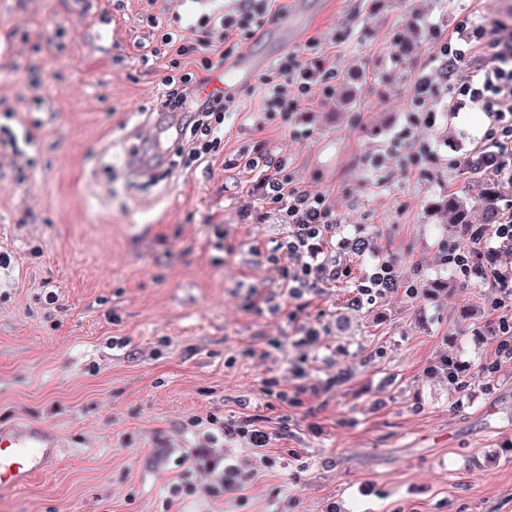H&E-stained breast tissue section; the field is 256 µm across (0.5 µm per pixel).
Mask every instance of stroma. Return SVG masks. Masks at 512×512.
Here are the masks:
<instances>
[{"label": "stroma", "mask_w": 512, "mask_h": 512, "mask_svg": "<svg viewBox=\"0 0 512 512\" xmlns=\"http://www.w3.org/2000/svg\"><path fill=\"white\" fill-rule=\"evenodd\" d=\"M237 5L0 0V427L61 442L0 512H512L497 291L434 285L443 246L470 243L436 204L477 190L492 120L410 92L438 79L461 17L512 26V0H280L225 54L297 53L330 94L269 120L247 79L211 158L134 178L126 154L171 72L152 18L184 29ZM259 151L285 161L270 176L328 198L319 260L351 277L284 295L288 227L240 164ZM382 261L399 279L370 302L356 279ZM444 357L463 363L458 385ZM298 367L319 390L281 402ZM211 413L269 435L260 453L225 439L220 498L191 462L205 439L187 421ZM176 482L193 491L174 503Z\"/></svg>", "instance_id": "stroma-1"}]
</instances>
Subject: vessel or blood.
Masks as SVG:
<instances>
[{
	"instance_id": "1",
	"label": "vessel or blood",
	"mask_w": 512,
	"mask_h": 512,
	"mask_svg": "<svg viewBox=\"0 0 512 512\" xmlns=\"http://www.w3.org/2000/svg\"><path fill=\"white\" fill-rule=\"evenodd\" d=\"M256 62L249 55L223 63L215 81L197 86L187 98L185 109L209 99L216 88L231 91L251 77ZM59 440L36 425L0 429V496L21 491L33 477L44 472L58 452Z\"/></svg>"
}]
</instances>
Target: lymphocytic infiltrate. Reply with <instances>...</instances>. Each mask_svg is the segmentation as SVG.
I'll return each mask as SVG.
<instances>
[{"label":"lymphocytic infiltrate","instance_id":"lymphocytic-infiltrate-1","mask_svg":"<svg viewBox=\"0 0 512 512\" xmlns=\"http://www.w3.org/2000/svg\"><path fill=\"white\" fill-rule=\"evenodd\" d=\"M269 2L243 0L236 13L220 17L205 13L200 15L197 25L201 28L216 26L225 33L243 31L265 18ZM483 38V28L474 24L470 27L465 44L450 40L443 42L439 55L448 62L446 86L439 87L420 78L413 84L411 92L419 102L445 93L450 98L464 97L479 105L493 121L486 139L493 159L498 160L512 155V33H506L497 41L494 53L484 56L478 52ZM161 42L175 52L173 72L166 79L168 91L164 101L166 107L174 109L184 103L194 86L201 84L198 70L213 69V58L218 51L208 41L171 31L162 33ZM312 79V72L298 54L284 56L261 80L264 112L286 113L297 99H312ZM229 112L228 100L217 98L203 107L184 113V126L191 133L190 140L182 149L186 165L197 164L220 146ZM259 187L266 203L275 207L282 223L288 226V238L282 242L281 250L293 265V271L288 276L289 296H300L302 289L315 287L323 278L341 277L342 269H329L316 261L321 241L336 222L326 198L292 188L285 177L260 178ZM490 235L512 242V218L493 225ZM487 236L470 234L469 247L448 249L444 256L459 279L476 280L499 289L500 294L493 303L494 310L500 314L499 331L502 338L498 351L512 357V282L499 268H484L480 257ZM191 424L195 427L209 426V440L213 443L227 433L247 439L256 448L265 447L268 441L267 433L250 419L229 425L211 414L203 418L193 417Z\"/></svg>","mask_w":512,"mask_h":512}]
</instances>
